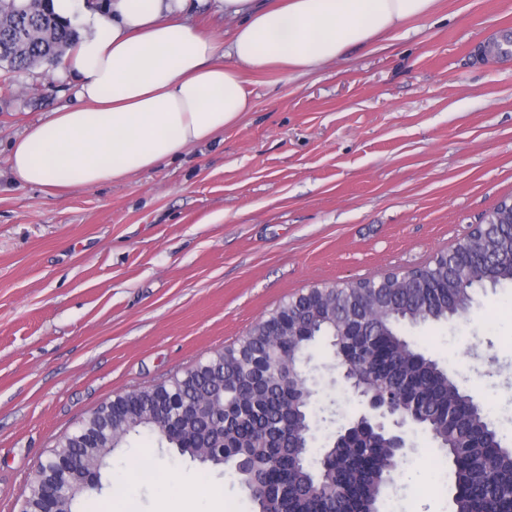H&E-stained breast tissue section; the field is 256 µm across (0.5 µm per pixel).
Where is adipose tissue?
Listing matches in <instances>:
<instances>
[{
  "mask_svg": "<svg viewBox=\"0 0 512 512\" xmlns=\"http://www.w3.org/2000/svg\"><path fill=\"white\" fill-rule=\"evenodd\" d=\"M231 27L193 24L194 0H111L110 19L78 0H52L93 28L66 55L76 105L27 127L9 155L17 179L52 190L93 189L152 170L216 139L252 106L244 73L305 75L374 42L437 0H219Z\"/></svg>",
  "mask_w": 512,
  "mask_h": 512,
  "instance_id": "1",
  "label": "adipose tissue"
}]
</instances>
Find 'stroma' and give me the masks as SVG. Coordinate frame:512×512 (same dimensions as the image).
<instances>
[{
  "instance_id": "stroma-1",
  "label": "stroma",
  "mask_w": 512,
  "mask_h": 512,
  "mask_svg": "<svg viewBox=\"0 0 512 512\" xmlns=\"http://www.w3.org/2000/svg\"><path fill=\"white\" fill-rule=\"evenodd\" d=\"M512 0H440L431 16L310 75L246 74L253 108L217 139L121 183L52 194L18 181L10 148L75 104L72 78L37 68L0 89V512L90 412L238 342L314 285L425 265L512 196ZM415 350L512 431V285L467 316L411 328ZM328 446L361 410L323 337L303 367ZM385 512H453L450 462L413 426ZM150 465L154 481L140 478ZM74 512H177L198 501L255 512L232 466L134 435Z\"/></svg>"
}]
</instances>
